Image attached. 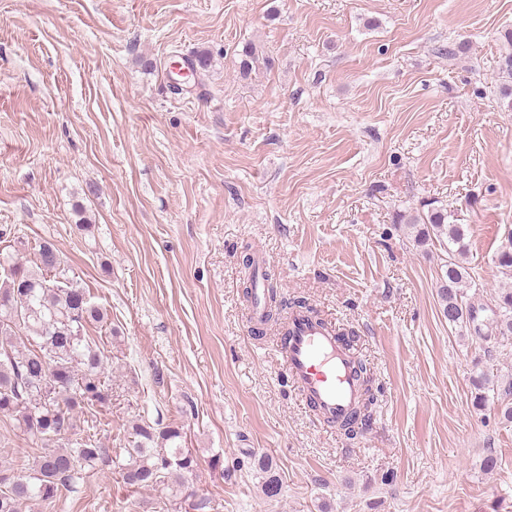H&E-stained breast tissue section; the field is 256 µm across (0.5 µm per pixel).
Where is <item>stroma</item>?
<instances>
[{
  "label": "stroma",
  "instance_id": "1",
  "mask_svg": "<svg viewBox=\"0 0 512 512\" xmlns=\"http://www.w3.org/2000/svg\"><path fill=\"white\" fill-rule=\"evenodd\" d=\"M512 0H0V249H59L111 329L97 438L180 427L213 512H512V423L472 402L475 359L512 378V336L449 327L445 252L400 212L463 225L486 302L512 284ZM261 61L241 75L246 45ZM465 45L463 53L443 48ZM203 72L174 82L196 52ZM90 230L76 227L75 203ZM277 297L354 331L380 393L346 439L246 321L245 254ZM268 455L277 496L237 468ZM500 464L484 470L487 455ZM100 460L23 512H164Z\"/></svg>",
  "mask_w": 512,
  "mask_h": 512
}]
</instances>
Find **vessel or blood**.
Segmentation results:
<instances>
[{
	"label": "vessel or blood",
	"instance_id": "1",
	"mask_svg": "<svg viewBox=\"0 0 512 512\" xmlns=\"http://www.w3.org/2000/svg\"><path fill=\"white\" fill-rule=\"evenodd\" d=\"M267 298L264 271L259 268L255 271L249 322H258L264 316ZM279 347L287 377L305 404L323 420L342 418L360 403L363 387L354 371L353 355L332 323L289 316L288 336Z\"/></svg>",
	"mask_w": 512,
	"mask_h": 512
}]
</instances>
